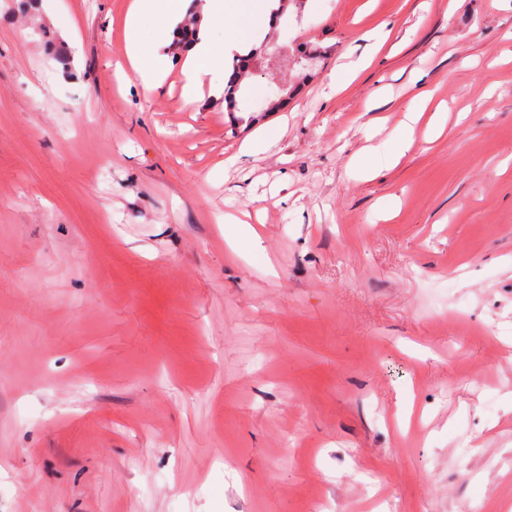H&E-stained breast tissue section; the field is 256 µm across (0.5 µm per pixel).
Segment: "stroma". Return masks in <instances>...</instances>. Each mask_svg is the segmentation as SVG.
<instances>
[{
  "label": "stroma",
  "mask_w": 512,
  "mask_h": 512,
  "mask_svg": "<svg viewBox=\"0 0 512 512\" xmlns=\"http://www.w3.org/2000/svg\"><path fill=\"white\" fill-rule=\"evenodd\" d=\"M128 3L0 0V512L512 499V0L289 5L235 116Z\"/></svg>",
  "instance_id": "1"
}]
</instances>
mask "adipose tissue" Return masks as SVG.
<instances>
[{"mask_svg": "<svg viewBox=\"0 0 512 512\" xmlns=\"http://www.w3.org/2000/svg\"><path fill=\"white\" fill-rule=\"evenodd\" d=\"M190 0H131L124 18V61L133 70L145 92L158 89L170 65L169 47L174 42L176 26L186 15ZM278 0H204L198 11L199 39L190 44L182 59L185 102L196 101L203 92L221 95V77L233 54H245L259 45L269 27L270 15ZM154 23L151 45L142 43L145 20ZM223 26V41L210 33Z\"/></svg>", "mask_w": 512, "mask_h": 512, "instance_id": "ef3b65f1", "label": "adipose tissue"}]
</instances>
